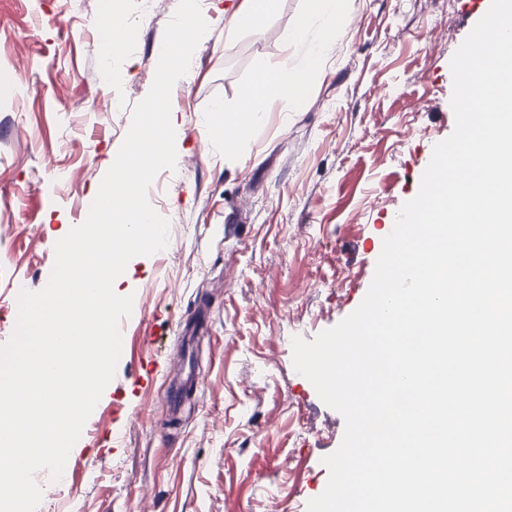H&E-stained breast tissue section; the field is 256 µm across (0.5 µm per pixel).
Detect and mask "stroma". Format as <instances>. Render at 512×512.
I'll list each match as a JSON object with an SVG mask.
<instances>
[{"label":"stroma","mask_w":512,"mask_h":512,"mask_svg":"<svg viewBox=\"0 0 512 512\" xmlns=\"http://www.w3.org/2000/svg\"><path fill=\"white\" fill-rule=\"evenodd\" d=\"M179 0H0V345L17 284L47 283L56 233L82 224L136 105L148 94ZM128 20L104 57L105 4ZM240 0H200L209 30L173 87L175 170L148 199L166 251L129 264L135 312L106 387L38 512H307L345 423L292 364L351 314L383 240L413 199L431 146L455 128L450 61L469 0H347L336 48L303 105L272 101L234 152L213 104L236 107L288 55L307 0H280L264 31L225 39ZM120 73L117 81L105 68Z\"/></svg>","instance_id":"1"}]
</instances>
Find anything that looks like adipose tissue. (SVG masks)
Returning <instances> with one entry per match:
<instances>
[{
    "mask_svg": "<svg viewBox=\"0 0 512 512\" xmlns=\"http://www.w3.org/2000/svg\"><path fill=\"white\" fill-rule=\"evenodd\" d=\"M276 6L277 0H241L229 15V32L261 33ZM343 6L344 0H310L304 16L288 36L291 46H307L302 64L295 66L281 61L258 70L244 92L243 107L227 112L215 107L218 119L213 125L214 133L230 131L235 125L254 129L262 123L269 101L278 99L297 104L306 100L323 58L336 48L340 33L336 19Z\"/></svg>",
    "mask_w": 512,
    "mask_h": 512,
    "instance_id": "1",
    "label": "adipose tissue"
}]
</instances>
